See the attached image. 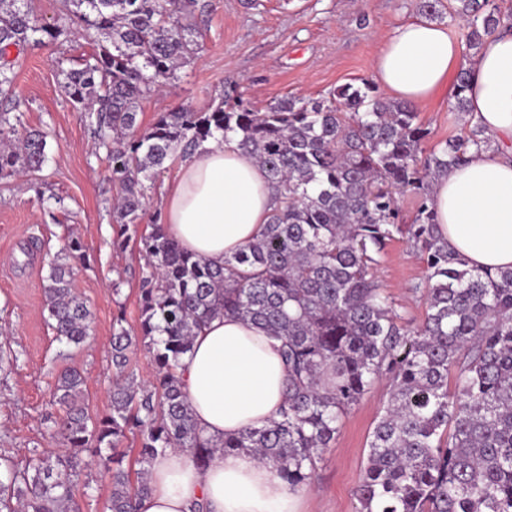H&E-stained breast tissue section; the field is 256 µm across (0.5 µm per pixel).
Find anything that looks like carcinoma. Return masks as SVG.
Instances as JSON below:
<instances>
[{
	"label": "carcinoma",
	"mask_w": 512,
	"mask_h": 512,
	"mask_svg": "<svg viewBox=\"0 0 512 512\" xmlns=\"http://www.w3.org/2000/svg\"><path fill=\"white\" fill-rule=\"evenodd\" d=\"M29 0H0V95L10 91L22 52L64 33L33 13ZM69 30L95 44L91 58L64 74L71 101L91 112L92 138L106 148L116 189L113 246H138L147 259L135 336L112 325V403L92 419L86 380L76 369L57 377L52 396L62 414L51 437L66 450L34 448L20 469L0 457V512H72L76 478L89 464L111 481L110 512H137L156 457L188 451L195 464L248 449L272 463L292 492L312 484L342 417L378 381H390L355 490L357 512H512V268L465 267L448 251L428 206L434 181L489 146L483 127L422 156L428 129L414 105L387 99L368 81L320 99L284 97L262 111L239 99L206 112L178 108L140 124L142 101L176 78L202 49L183 19L206 12L200 0H62ZM490 0H455L452 19L471 50L512 13ZM468 71L457 76L452 111L468 113ZM240 137L267 173L280 206L260 235L215 264L185 251L166 232L162 213L147 214V181L168 161L189 159L208 139ZM46 135L19 132L0 112V178L40 171ZM418 206L404 224L395 194ZM149 215L147 228L141 219ZM401 235L427 269L423 321L410 326L380 288L375 270ZM65 256L47 262L43 293L56 340L79 346L92 313L73 289L68 259L85 260L70 238ZM216 315L266 328L282 341L288 366L278 418L214 443L193 422L178 377L193 338ZM143 344L153 381L129 371V351ZM137 472L124 466L128 435Z\"/></svg>",
	"instance_id": "cac0c4a2"
}]
</instances>
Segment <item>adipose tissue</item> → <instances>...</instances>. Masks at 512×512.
I'll list each match as a JSON object with an SVG mask.
<instances>
[{"instance_id":"obj_1","label":"adipose tissue","mask_w":512,"mask_h":512,"mask_svg":"<svg viewBox=\"0 0 512 512\" xmlns=\"http://www.w3.org/2000/svg\"><path fill=\"white\" fill-rule=\"evenodd\" d=\"M470 71L469 108L491 135L490 149L434 184L430 207L441 234L468 267H512V28L486 37L471 61L446 27L412 21L396 27L374 62L395 99L419 103L448 96L460 64ZM277 200L265 170L237 137L210 139L183 165L162 218L186 250L223 263L262 230ZM181 381L193 419L215 442L277 416L287 371L276 340L250 321L217 317L198 332ZM138 512H296V496L273 465L252 452H216L207 466L166 450L154 462Z\"/></svg>"}]
</instances>
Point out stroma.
I'll return each mask as SVG.
<instances>
[{
    "instance_id": "stroma-1",
    "label": "stroma",
    "mask_w": 512,
    "mask_h": 512,
    "mask_svg": "<svg viewBox=\"0 0 512 512\" xmlns=\"http://www.w3.org/2000/svg\"><path fill=\"white\" fill-rule=\"evenodd\" d=\"M203 15L190 17L203 45L162 92L145 99L140 119L185 105L204 111L236 91L256 108L286 95L317 98L339 86L373 80L374 62L389 32L420 18L419 0H207ZM92 44L74 36L32 44L24 51L7 105L23 128L47 132V161L33 176L0 180V354L16 357L0 373V456L25 463L32 449L61 453L49 428L59 414L52 389L63 369L86 378L90 416L108 412L112 366L110 339L116 315L139 331L143 260L135 247L112 245L115 189L106 151L95 148L89 118L63 89L64 70L80 66ZM430 131L424 147L465 136L469 116L452 112L447 100L417 104ZM75 235L91 257L74 266L76 294L93 313L92 331L68 358L47 322L43 285L46 262ZM426 275L421 252L396 237L382 255L376 277L411 324L425 305L415 293ZM380 380L343 416L335 443L324 451L311 487L298 493L300 512H356L354 491L364 469L374 426L388 400ZM111 485L97 466L81 472L79 512H109Z\"/></svg>"
}]
</instances>
